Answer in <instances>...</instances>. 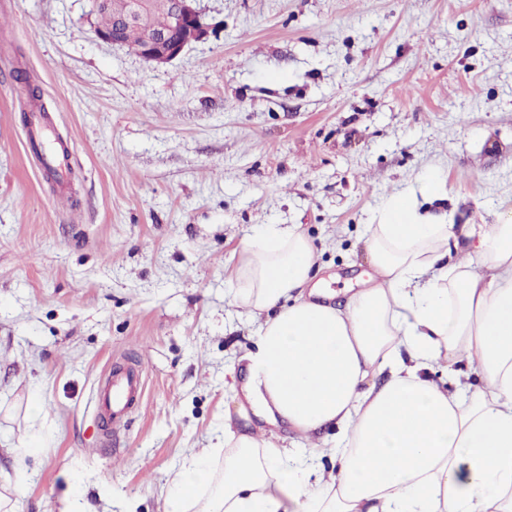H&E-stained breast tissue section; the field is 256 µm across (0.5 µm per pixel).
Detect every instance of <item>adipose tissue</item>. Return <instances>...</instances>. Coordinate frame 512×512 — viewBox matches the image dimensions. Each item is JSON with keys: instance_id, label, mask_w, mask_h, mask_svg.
<instances>
[{"instance_id": "1", "label": "adipose tissue", "mask_w": 512, "mask_h": 512, "mask_svg": "<svg viewBox=\"0 0 512 512\" xmlns=\"http://www.w3.org/2000/svg\"><path fill=\"white\" fill-rule=\"evenodd\" d=\"M367 233L372 271L338 305L296 226L243 243L236 303L261 324L240 391L309 453L225 425L223 467L184 466L166 512H512V215L437 224L404 190ZM460 363L477 383L433 379ZM327 426L345 443L325 476L309 459Z\"/></svg>"}]
</instances>
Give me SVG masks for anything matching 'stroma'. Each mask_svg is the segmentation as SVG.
I'll return each mask as SVG.
<instances>
[{"mask_svg": "<svg viewBox=\"0 0 512 512\" xmlns=\"http://www.w3.org/2000/svg\"><path fill=\"white\" fill-rule=\"evenodd\" d=\"M217 32L155 67L93 33V0H0V486L15 512H165L224 437L258 324L231 271L294 224L324 287L368 271L392 194L449 224L512 212V0H199ZM38 85L65 184L21 121ZM145 395L104 447L95 395ZM144 390L143 371L136 365L116 371L111 369L105 374L98 387L97 409L105 419L112 421V431L139 406Z\"/></svg>", "mask_w": 512, "mask_h": 512, "instance_id": "35a3bbf8", "label": "stroma"}]
</instances>
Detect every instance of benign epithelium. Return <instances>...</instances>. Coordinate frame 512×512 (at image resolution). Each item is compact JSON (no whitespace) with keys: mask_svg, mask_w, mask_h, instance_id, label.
<instances>
[{"mask_svg":"<svg viewBox=\"0 0 512 512\" xmlns=\"http://www.w3.org/2000/svg\"><path fill=\"white\" fill-rule=\"evenodd\" d=\"M198 0H166L170 25L155 28L150 21L154 0H130L128 11L116 19V29L137 27L143 35L141 58L156 67L171 63L179 57L188 43L174 38L177 30L189 31L192 41L201 42L216 33V25L206 22L197 8Z\"/></svg>","mask_w":512,"mask_h":512,"instance_id":"7a95c632","label":"benign epithelium"}]
</instances>
